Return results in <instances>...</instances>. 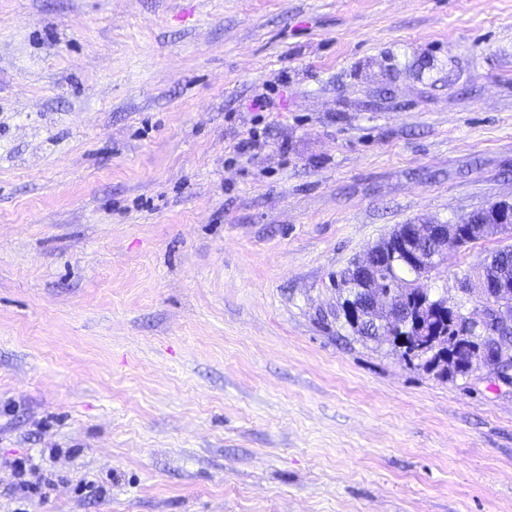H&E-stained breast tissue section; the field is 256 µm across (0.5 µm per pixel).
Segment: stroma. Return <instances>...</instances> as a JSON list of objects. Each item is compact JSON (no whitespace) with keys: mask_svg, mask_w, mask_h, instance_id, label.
<instances>
[{"mask_svg":"<svg viewBox=\"0 0 512 512\" xmlns=\"http://www.w3.org/2000/svg\"><path fill=\"white\" fill-rule=\"evenodd\" d=\"M496 202L512 0H0V512H512V383L333 285Z\"/></svg>","mask_w":512,"mask_h":512,"instance_id":"1","label":"stroma"}]
</instances>
